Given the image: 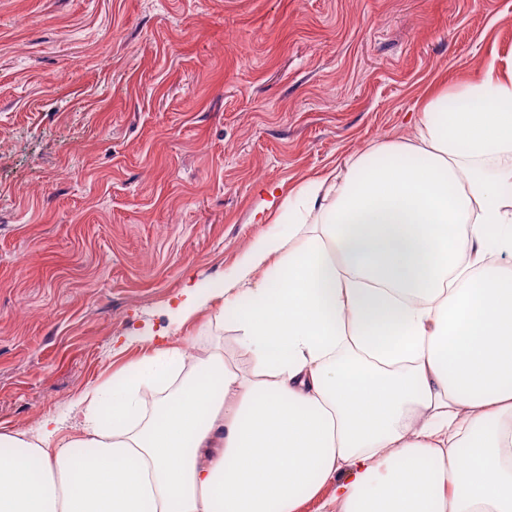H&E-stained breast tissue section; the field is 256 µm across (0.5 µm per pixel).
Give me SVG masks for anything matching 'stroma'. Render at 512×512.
Instances as JSON below:
<instances>
[{
    "label": "stroma",
    "instance_id": "obj_1",
    "mask_svg": "<svg viewBox=\"0 0 512 512\" xmlns=\"http://www.w3.org/2000/svg\"><path fill=\"white\" fill-rule=\"evenodd\" d=\"M512 63V0H0V430L33 435L167 330L193 368L306 180Z\"/></svg>",
    "mask_w": 512,
    "mask_h": 512
}]
</instances>
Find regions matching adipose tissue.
Instances as JSON below:
<instances>
[{
	"label": "adipose tissue",
	"mask_w": 512,
	"mask_h": 512,
	"mask_svg": "<svg viewBox=\"0 0 512 512\" xmlns=\"http://www.w3.org/2000/svg\"><path fill=\"white\" fill-rule=\"evenodd\" d=\"M419 110L243 255L218 297L250 371L134 333L79 432L0 431V512H297L330 482L325 512H512V67Z\"/></svg>",
	"instance_id": "adipose-tissue-1"
}]
</instances>
